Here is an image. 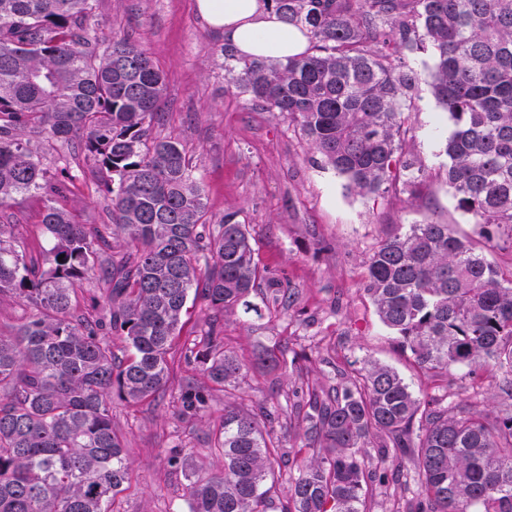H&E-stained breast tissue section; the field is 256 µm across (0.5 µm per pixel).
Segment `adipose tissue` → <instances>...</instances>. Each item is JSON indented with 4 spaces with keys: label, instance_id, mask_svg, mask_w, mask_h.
Segmentation results:
<instances>
[{
    "label": "adipose tissue",
    "instance_id": "1",
    "mask_svg": "<svg viewBox=\"0 0 512 512\" xmlns=\"http://www.w3.org/2000/svg\"><path fill=\"white\" fill-rule=\"evenodd\" d=\"M197 10L241 56L280 59L309 49L303 32L268 9L265 0H197Z\"/></svg>",
    "mask_w": 512,
    "mask_h": 512
}]
</instances>
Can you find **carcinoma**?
Returning <instances> with one entry per match:
<instances>
[{
    "mask_svg": "<svg viewBox=\"0 0 512 512\" xmlns=\"http://www.w3.org/2000/svg\"><path fill=\"white\" fill-rule=\"evenodd\" d=\"M97 0H0V209L45 199L38 247L0 224V307H26L0 331V512H112L130 488L112 399L166 391L176 355L204 383L178 393L201 425L224 394L212 471L185 475L187 512H369L396 484L393 454L419 484L405 512H512V411L414 395L395 369L367 360L333 384L292 391L299 444L280 447V415L245 410L231 391L247 369L287 366V350L246 359L224 348L219 316L261 292L246 225L211 223L186 145L154 137L165 80L129 36L100 46ZM309 39L304 55L247 59L221 48L239 93L288 117L322 162L359 196H423V160L408 150L411 109L427 83L453 131L445 180L482 240L453 224H397L365 259L363 291L418 372L456 370L512 396V0H266ZM430 50L419 71L407 57ZM81 140L112 201L109 224H77L58 205L79 175L48 145ZM103 285L93 312L84 284ZM299 297L279 288L273 302ZM211 311L179 347L188 301ZM293 473L273 491L275 475Z\"/></svg>",
    "mask_w": 512,
    "mask_h": 512,
    "instance_id": "obj_1",
    "label": "carcinoma"
}]
</instances>
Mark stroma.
<instances>
[{
	"label": "stroma",
	"mask_w": 512,
	"mask_h": 512,
	"mask_svg": "<svg viewBox=\"0 0 512 512\" xmlns=\"http://www.w3.org/2000/svg\"><path fill=\"white\" fill-rule=\"evenodd\" d=\"M96 14L100 36L130 35L162 70L165 91L152 134L186 145L213 220L233 213L246 225L268 271L263 293L288 286L300 292L290 311L229 315L225 346L244 356L262 347H287L289 358L306 361L313 376L327 382L337 368L376 360L397 369L418 397L471 396L474 382L466 371L455 372L442 387L421 376L362 290L363 260L390 225L434 220L478 236L477 224L456 210L441 176L453 125L429 87H419L409 145L430 174L422 201L399 193L360 197L334 171L321 168L319 155L287 117L228 90L220 54L224 39L201 18L196 0H97ZM72 164L82 176L66 209L75 223H108L110 201L90 164L81 154ZM43 206L41 198L17 197L0 212V222L16 225L19 237L31 239ZM197 377L179 359L163 397L134 408L114 402L112 421L126 438L130 462V488L116 501V512H185L186 480L169 466L170 449L180 448L199 474L211 468L209 435L179 416L178 391Z\"/></svg>",
	"instance_id": "stroma-1"
}]
</instances>
